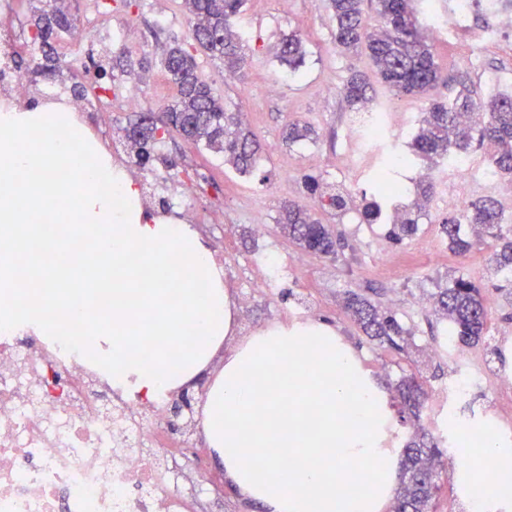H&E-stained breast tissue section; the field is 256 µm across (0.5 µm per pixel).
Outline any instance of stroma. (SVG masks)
Returning a JSON list of instances; mask_svg holds the SVG:
<instances>
[{
    "mask_svg": "<svg viewBox=\"0 0 512 512\" xmlns=\"http://www.w3.org/2000/svg\"><path fill=\"white\" fill-rule=\"evenodd\" d=\"M78 19L93 17L108 31H120L121 44L107 51L102 64L110 74V93L97 112H79L75 120L86 135L105 151L111 152L113 166L125 170L138 182L141 194L150 196L148 207L155 216L171 219L174 211L166 206L167 197L154 190L162 178H172L183 170L192 171L197 179L191 203L200 213L193 229L210 251L222 258L224 284L234 304L235 341H246L258 330L272 324H290L300 314L333 325L356 348L363 368L378 379L386 391H394L404 375H416L426 394L447 385L454 371L448 357L431 356L434 342L430 326L444 327L445 320L434 305L411 310L394 305V297L415 294L436 295L447 287L453 275L465 272L478 283H486V268L497 242L483 237L477 249L467 257L453 254L440 225L449 210L428 208L419 226L418 238L429 239L430 250L415 255L412 242L391 243L384 225L364 224L358 202L371 199L372 192L356 182L342 159L349 146L344 137L352 109L342 94L329 95V86H343L352 71L370 72L365 57L344 55L334 42L335 23L328 0H249L236 26L249 39L250 66L243 75L230 76L221 61L198 55L199 72L222 98L224 109L236 113L243 128L251 130L262 146L261 163L252 176L239 177L225 166L222 155L209 152L179 134L161 140L154 150L155 159L147 167L136 164L125 146V131L136 123L141 113L158 112L170 104L176 90L169 82L159 61L163 50L173 43H187L191 36V18L183 0H132L131 8L99 6L97 0H67ZM37 0H12V13L18 27V48L14 54L24 74H31L38 51L30 43L31 21ZM490 15L474 11L467 21L446 31L435 41V58L449 77L466 74L477 87L480 100L491 92L512 85V31L497 40L486 38L492 24ZM299 35L306 48V62L295 77L277 58L279 46L288 35ZM278 83L276 93L267 86ZM130 92L139 96L141 106L126 109L118 95ZM300 121L314 134L306 147L288 143L285 133L289 123ZM324 176L347 187L355 202L354 209L336 216L320 209L305 192L302 177ZM296 202L326 224H343L347 245L338 255L317 256L290 242L277 224L278 212ZM283 255L288 260V274L280 278L268 295H256L242 302L250 266L262 254ZM373 289V302L393 309L404 327L412 332L406 352L397 353L371 344L344 309L347 291ZM388 438L391 448H400L404 436L419 428L433 437L449 435L460 444L468 434L483 426L490 411H499L498 443L512 450V393L499 391L495 381L472 390L461 402L449 409L428 404L420 412L416 425L401 421L398 403H391ZM201 465L183 464L185 488L198 487V472L219 481L220 490L204 499L206 512H263L224 481V468L211 451L202 427L193 430ZM466 456L459 447L436 464L441 474V489L434 512H471L476 501L472 485L466 479Z\"/></svg>",
    "mask_w": 512,
    "mask_h": 512,
    "instance_id": "stroma-1",
    "label": "stroma"
}]
</instances>
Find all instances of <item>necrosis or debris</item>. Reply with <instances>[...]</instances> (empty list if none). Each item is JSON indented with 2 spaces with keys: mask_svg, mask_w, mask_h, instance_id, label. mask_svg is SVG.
I'll use <instances>...</instances> for the list:
<instances>
[{
  "mask_svg": "<svg viewBox=\"0 0 512 512\" xmlns=\"http://www.w3.org/2000/svg\"><path fill=\"white\" fill-rule=\"evenodd\" d=\"M39 92L65 99L74 112L90 100L59 83L34 87L15 69H0V98ZM448 206L460 211L497 178L471 157L444 166ZM41 326L22 342L0 330V512H202L196 498L170 487L178 451L192 442L164 400L113 387L104 368L74 344L88 325L48 298ZM435 354L456 359L448 396L484 383L482 355L449 343Z\"/></svg>",
  "mask_w": 512,
  "mask_h": 512,
  "instance_id": "necrosis-or-debris-1",
  "label": "necrosis or debris"
}]
</instances>
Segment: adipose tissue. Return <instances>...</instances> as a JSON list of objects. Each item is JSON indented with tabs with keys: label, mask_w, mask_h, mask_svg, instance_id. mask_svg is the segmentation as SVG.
I'll return each mask as SVG.
<instances>
[{
	"label": "adipose tissue",
	"mask_w": 512,
	"mask_h": 512,
	"mask_svg": "<svg viewBox=\"0 0 512 512\" xmlns=\"http://www.w3.org/2000/svg\"><path fill=\"white\" fill-rule=\"evenodd\" d=\"M66 107L46 103L0 113V233L18 242L42 236L44 224L68 211L77 234L100 255L92 274L54 289L62 307L112 333V384L160 393L191 385L229 339L233 326L223 272L188 225L144 213L140 192L110 162L74 164L84 133L67 123ZM70 165L71 181L53 170ZM139 251L160 280L143 287L130 264ZM180 284L178 298L166 285ZM111 298L112 317L100 315ZM195 343L184 348L186 326ZM389 398L362 371L352 347L321 320L276 324L226 353L204 408L203 430L224 478L264 512H387L399 470L384 448ZM347 420L348 430L337 427ZM251 448H282L257 467ZM348 486L341 496L339 486Z\"/></svg>",
	"instance_id": "ef3b65f1"
}]
</instances>
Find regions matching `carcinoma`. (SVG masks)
<instances>
[{
  "label": "carcinoma",
  "instance_id": "obj_1",
  "mask_svg": "<svg viewBox=\"0 0 512 512\" xmlns=\"http://www.w3.org/2000/svg\"><path fill=\"white\" fill-rule=\"evenodd\" d=\"M64 0H45L46 8L34 18L32 34L34 43L42 46V61L34 72L44 77H59L66 64L50 39L67 33L73 26L72 15L62 5ZM248 0H184L194 19L199 21L203 34L194 38L197 48L206 56L224 63V69L235 72L247 62V41L232 27L234 19L243 11ZM364 0H329V7L336 22L334 40L336 47L346 52L364 49L379 82L394 96L422 97L439 83L445 81L436 60L433 45L427 40L411 2L413 0H375L379 16L376 29H369L363 19ZM279 61L294 74L305 62L302 41L290 35L281 43ZM164 71L176 89L175 101L164 108L150 125L141 127L140 137L128 139L140 165L153 157V145L175 130L186 140L204 142V146L224 154V162L240 175L253 171L260 145L256 136L232 133L229 125L233 117L224 112V105L215 96L212 87L198 74L196 57L186 48H169L162 62ZM460 89L446 102H435L428 111L425 126L412 140V152L402 163L420 160L432 166L465 155L478 145L488 143V167L497 176H512V94L492 95L485 110L488 116L478 123H463L462 112H471L479 105L473 100L474 91L467 79L459 77ZM368 82L363 75H351L343 85V95L351 105L369 102L366 98ZM312 129L306 124L288 125V142L296 144L311 138ZM304 187L317 197L320 207L343 211L348 206L349 195L336 191L323 178L307 175ZM434 184L425 179L416 184V192L405 205L402 217L389 222L378 202L362 207V217L367 224H391L389 236L396 244L412 238L419 229L420 220L426 215ZM288 239L315 255H335L344 244V231L335 225L323 224L308 209L298 203L288 205L278 220ZM471 224L481 228L498 241L491 257V280L503 305H512V225L504 224V215L490 199L471 203L463 214L442 222L449 248L464 256L477 244L463 229ZM346 309L360 331L378 346L404 351L410 332L390 311L380 309L365 296L346 292ZM436 303L448 321L445 331L453 342L469 346L479 342L488 322V306L480 288L470 276L460 273L450 279L448 287L438 289ZM397 392L403 410L419 414L423 405L421 384L412 376H404L397 383ZM443 456L440 441L426 433H416L403 442L400 467L403 481L396 496L394 512H431L440 486L436 483L438 472L424 465L426 459Z\"/></svg>",
  "mask_w": 512,
  "mask_h": 512
}]
</instances>
